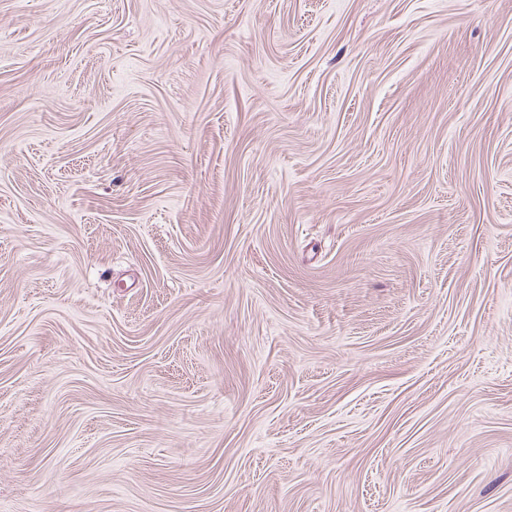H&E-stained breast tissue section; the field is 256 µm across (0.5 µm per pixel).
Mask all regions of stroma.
Wrapping results in <instances>:
<instances>
[{
    "label": "stroma",
    "instance_id": "1",
    "mask_svg": "<svg viewBox=\"0 0 512 512\" xmlns=\"http://www.w3.org/2000/svg\"><path fill=\"white\" fill-rule=\"evenodd\" d=\"M0 512H512V0H0Z\"/></svg>",
    "mask_w": 512,
    "mask_h": 512
}]
</instances>
